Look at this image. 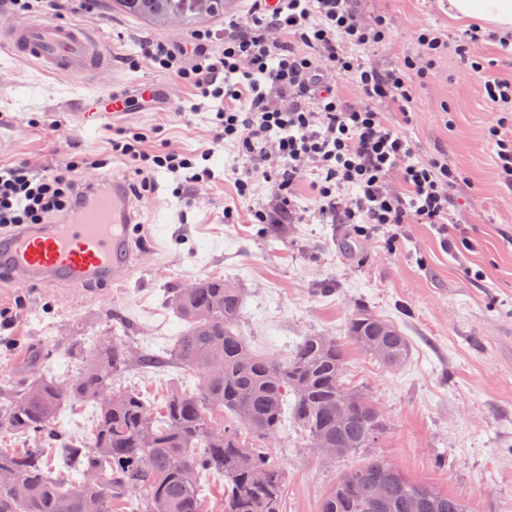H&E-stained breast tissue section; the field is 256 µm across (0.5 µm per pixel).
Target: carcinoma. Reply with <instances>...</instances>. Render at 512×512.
<instances>
[{
    "mask_svg": "<svg viewBox=\"0 0 512 512\" xmlns=\"http://www.w3.org/2000/svg\"><path fill=\"white\" fill-rule=\"evenodd\" d=\"M232 0H114L126 13L151 22L195 24L224 16ZM195 288L169 289L167 303L186 329L168 361L199 375L197 387L170 395L157 416L135 390L116 385L133 366L157 360L131 341L106 336L80 370L65 378L38 372L0 386V430L32 447L0 449V512H98L130 493L131 512H204L198 476L224 477V512H280V464L263 451L290 414L304 436L319 435L336 455L371 448L389 425L363 392L344 379L346 347L334 336H305L285 361L246 357L238 331L242 290L221 278H198ZM208 312L200 320L198 312ZM347 341L387 366L410 356L396 326L364 308L352 314ZM96 403L88 442L63 434L57 414ZM59 448L69 474L54 473L47 450ZM319 512H469L459 498L431 495L427 485L370 455L324 495Z\"/></svg>",
    "mask_w": 512,
    "mask_h": 512,
    "instance_id": "carcinoma-1",
    "label": "carcinoma"
}]
</instances>
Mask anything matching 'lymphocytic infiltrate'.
I'll list each match as a JSON object with an SVG mask.
<instances>
[{
    "instance_id": "1",
    "label": "lymphocytic infiltrate",
    "mask_w": 512,
    "mask_h": 512,
    "mask_svg": "<svg viewBox=\"0 0 512 512\" xmlns=\"http://www.w3.org/2000/svg\"><path fill=\"white\" fill-rule=\"evenodd\" d=\"M353 0H283L250 9L224 27L200 30L186 42L148 39L140 53L155 68L193 89L199 100H214V145H233L242 159L232 173L237 200L224 206L234 219L237 201L250 198L256 180L274 184L275 209L252 208L255 224H276L290 214L296 190L312 176L315 212L320 221L352 226L359 236L378 229L398 232L410 219L432 225L446 249H456L457 228L450 220L461 180L447 158L421 159L415 144L386 123L380 106L391 102L410 116L414 78H427L437 54L453 52L466 72L478 73L473 45L489 40L506 46L512 35L484 34L471 26L455 39L438 29L418 33L417 54L402 66L379 70L351 54L388 40L385 17L358 21ZM357 78L362 100L343 101L336 87ZM484 94L500 117L489 127L496 146L499 180L512 186V136L505 131L512 112V77L485 80ZM212 148L184 153L154 144L144 128L119 130L97 155H74L64 170L39 172L28 163L0 164V229L50 223L76 213L93 195L111 189L98 173L121 159L135 179V200L152 191L151 173L166 171L181 185L211 182Z\"/></svg>"
}]
</instances>
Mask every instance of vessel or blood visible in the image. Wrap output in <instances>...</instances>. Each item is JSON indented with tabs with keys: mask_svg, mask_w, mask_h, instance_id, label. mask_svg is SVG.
<instances>
[{
	"mask_svg": "<svg viewBox=\"0 0 512 512\" xmlns=\"http://www.w3.org/2000/svg\"><path fill=\"white\" fill-rule=\"evenodd\" d=\"M0 45L42 70L81 81L107 71L112 52L90 24L37 20L21 25L0 21ZM132 203L121 183L96 195L65 224H39L0 239V266L17 283L122 282L132 261L126 225Z\"/></svg>",
	"mask_w": 512,
	"mask_h": 512,
	"instance_id": "vessel-or-blood-1",
	"label": "vessel or blood"
}]
</instances>
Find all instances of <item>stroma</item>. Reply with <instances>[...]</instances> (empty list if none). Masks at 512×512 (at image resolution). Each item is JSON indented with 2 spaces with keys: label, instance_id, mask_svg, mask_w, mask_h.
Instances as JSON below:
<instances>
[{
  "label": "stroma",
  "instance_id": "1",
  "mask_svg": "<svg viewBox=\"0 0 512 512\" xmlns=\"http://www.w3.org/2000/svg\"><path fill=\"white\" fill-rule=\"evenodd\" d=\"M355 9L364 23L383 16L394 26L392 37L364 56L382 70L417 53L419 29L454 37L466 28L449 19L448 0H356ZM59 17L94 24L111 48L112 71L99 77L98 91L129 94L147 85L173 108L133 106L85 124L78 114L88 102L86 84L46 74L0 48V162L25 160L35 170L54 171L71 155L106 151L113 134L136 126L157 129L158 140L173 149L214 148L210 165L219 178L178 195L172 175H153L123 283L18 286L0 273V312L10 319L0 327V385L29 376L37 348L53 351L49 374L76 373L119 315L135 347L163 353L185 329L166 291L197 278L221 277L241 288V334L253 351L278 360L301 337L344 338L351 315L363 307L395 323L412 346L409 360L396 367L347 349L348 383L363 389L391 423L375 454L407 478L466 501L472 512H512V187L498 179L488 137L496 114L480 81L459 79L457 57L444 53L434 75L416 83L411 121L392 105L383 112L421 158L447 156L461 173L452 218L469 248H443L434 228L416 220L392 244L381 232L349 240L346 225L319 222L306 180L297 187L291 222L270 241L248 213L254 202L274 207L271 186L257 183L252 201L239 203L237 220H225L224 203L235 196L230 173L241 158L234 148L213 147L209 112L193 110L187 88L139 53L144 39L182 40L190 29L150 25L116 11L112 0H97L90 15L68 5ZM120 383L159 404L196 379L168 364L135 368ZM269 451L285 473L280 512H319L328 488L364 461L360 454L321 456L289 420Z\"/></svg>",
  "mask_w": 512,
  "mask_h": 512
}]
</instances>
